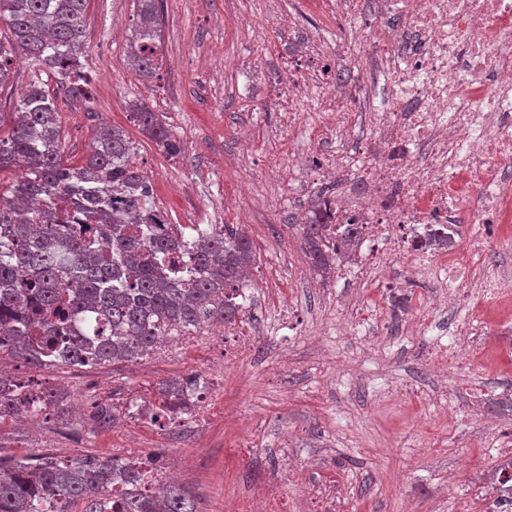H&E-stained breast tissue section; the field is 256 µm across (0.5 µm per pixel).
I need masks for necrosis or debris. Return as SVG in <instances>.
Segmentation results:
<instances>
[{
    "instance_id": "obj_1",
    "label": "necrosis or debris",
    "mask_w": 512,
    "mask_h": 512,
    "mask_svg": "<svg viewBox=\"0 0 512 512\" xmlns=\"http://www.w3.org/2000/svg\"><path fill=\"white\" fill-rule=\"evenodd\" d=\"M372 20L355 38L334 46L307 38L300 54L309 76L282 95L296 107L318 91L336 109L326 133L344 154L361 136L351 180L362 196L334 206L332 224L362 227L347 272L383 276L397 267L419 277L437 272L432 295L406 321L408 336L424 335L431 314L466 310L448 338V356L476 347L484 312L512 303V0H371ZM363 53L385 81V96L354 86L336 98L332 56ZM359 115L356 134L345 115ZM335 489L311 487L290 507L279 474L269 473L226 512H331Z\"/></svg>"
}]
</instances>
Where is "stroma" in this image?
Listing matches in <instances>:
<instances>
[{"instance_id": "1", "label": "stroma", "mask_w": 512, "mask_h": 512, "mask_svg": "<svg viewBox=\"0 0 512 512\" xmlns=\"http://www.w3.org/2000/svg\"><path fill=\"white\" fill-rule=\"evenodd\" d=\"M161 10L158 55L179 61L178 69L163 67L148 79L129 67L136 0H88L81 61L90 105L71 101L53 76L43 82L60 112L66 159L85 157L99 125L122 127L170 223L245 221L255 288L266 299L248 317L253 349L230 366L202 333L177 354L95 367L38 368L0 352V368L11 377L37 378L82 404L63 421L1 420L0 455L109 460L133 443L158 476L180 466L177 482L192 491L199 512H224L226 499L271 469L289 499L299 498L302 488L280 453L287 439L311 481L336 483V512H468L471 489L497 465V443H512V413L493 403L512 389V351L500 346L494 316L485 317L482 350L461 352L449 365L440 407L426 397L438 384L427 361L446 332L402 335L401 309L375 308L382 283L333 282L289 266L303 244L295 213L335 188L314 165L298 182L269 174L294 156L321 158L333 149L316 124L327 109L318 95L303 101L299 125L285 122L280 91L305 72L282 64L289 45L278 17L292 16L297 31L330 43L337 21L315 0H209L203 8L163 0ZM136 99L162 114L184 144L180 157H167L130 122L127 105ZM191 375L206 383L204 423L175 428L127 414L129 400L155 398L160 383ZM400 385L413 386V395L385 399ZM228 404L236 408L230 419ZM102 407L114 419L93 426Z\"/></svg>"}]
</instances>
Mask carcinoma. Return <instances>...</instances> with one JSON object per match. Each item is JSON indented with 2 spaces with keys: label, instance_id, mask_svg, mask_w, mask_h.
<instances>
[{
  "label": "carcinoma",
  "instance_id": "cac0c4a2",
  "mask_svg": "<svg viewBox=\"0 0 512 512\" xmlns=\"http://www.w3.org/2000/svg\"><path fill=\"white\" fill-rule=\"evenodd\" d=\"M87 0H0V90L13 85L14 59L21 53L53 74L78 102H90L82 74ZM162 0H138V23L130 56L137 72L160 68ZM13 129L0 138V169L19 171L0 190V340L6 350L35 366H97L131 362L152 350L168 332L232 324L242 310L224 297L236 288L254 259L240 228L197 230L184 240L154 201L153 187L138 167L136 149L124 129L103 124L92 151L78 164L66 161L55 101L40 83L18 92ZM132 122L169 156L181 143L158 113L130 104ZM330 199L322 195L304 224V252L311 266L333 262L326 232ZM199 378L165 381L151 421L171 420L190 406L185 390ZM38 401L64 419L65 395H41L22 382H0V421L30 410ZM500 494H512V461L495 469ZM122 492L123 512H197L191 495L155 477L149 464L91 457L58 462L0 458V512H109L112 490Z\"/></svg>",
  "mask_w": 512,
  "mask_h": 512
}]
</instances>
